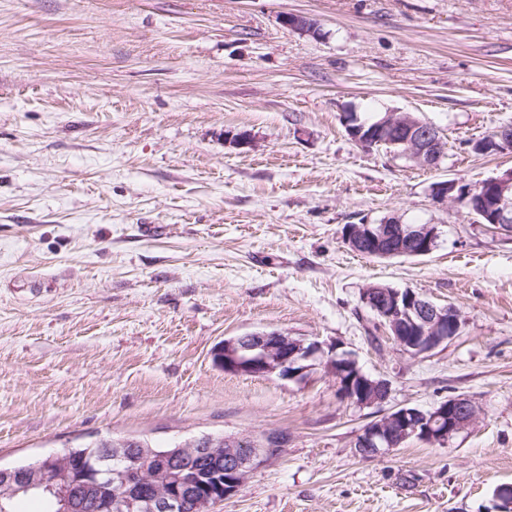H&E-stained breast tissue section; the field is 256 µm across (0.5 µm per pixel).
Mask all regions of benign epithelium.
<instances>
[{
	"label": "benign epithelium",
	"instance_id": "7a95c632",
	"mask_svg": "<svg viewBox=\"0 0 512 512\" xmlns=\"http://www.w3.org/2000/svg\"><path fill=\"white\" fill-rule=\"evenodd\" d=\"M282 24L301 33H315L309 19L286 14ZM350 139L363 149L388 146L395 157L426 167L437 166L446 144L438 129L409 114L389 112L369 125L345 118ZM476 150L512 151V125L498 128ZM433 200L441 205L452 200L466 204L476 222H489L498 230L512 232V170L474 186L442 181L432 188ZM342 241L353 250L369 247L377 256H427L437 246L438 230L431 224H404L388 217L380 224L364 221L342 229ZM362 303L381 323L399 350L419 357L459 335L461 317L452 305L437 306L411 289L370 285L363 289ZM216 361L231 373L255 376L276 374L297 380L306 376L313 362L324 356L318 342H307L281 330H263L224 339L215 348ZM337 391L359 407L385 403L391 388L383 379H366L356 361L338 355L328 361ZM477 409L471 399L451 396L423 411L400 407L366 424L354 443L362 458L384 456L411 439L428 444L447 442L472 424ZM109 452L85 468L76 478L62 482L25 469L2 468L0 475L15 483L14 493L33 491L51 498L58 512H212L215 505L235 496L249 474L261 463L276 457L282 439L269 433L262 441L205 435L188 439L170 451L159 452L140 439L122 438L108 442ZM224 449V468L202 473L198 459L215 456ZM153 462V473L143 461ZM494 495L499 512H512V485L498 486Z\"/></svg>",
	"mask_w": 512,
	"mask_h": 512
}]
</instances>
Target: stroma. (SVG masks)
Wrapping results in <instances>:
<instances>
[{
	"label": "stroma",
	"mask_w": 512,
	"mask_h": 512,
	"mask_svg": "<svg viewBox=\"0 0 512 512\" xmlns=\"http://www.w3.org/2000/svg\"><path fill=\"white\" fill-rule=\"evenodd\" d=\"M349 112L431 123L445 155L364 150ZM506 124L512 0H0V465L280 432L281 454L213 512H496L512 233L431 188L512 168L471 148ZM388 217L437 226L436 249L342 242ZM372 284L454 306L459 335L402 354L361 301ZM274 329L349 354L389 400L342 399L321 365L288 381L215 364L225 338ZM455 395L478 415L446 444L355 456L374 416Z\"/></svg>",
	"instance_id": "obj_1"
}]
</instances>
